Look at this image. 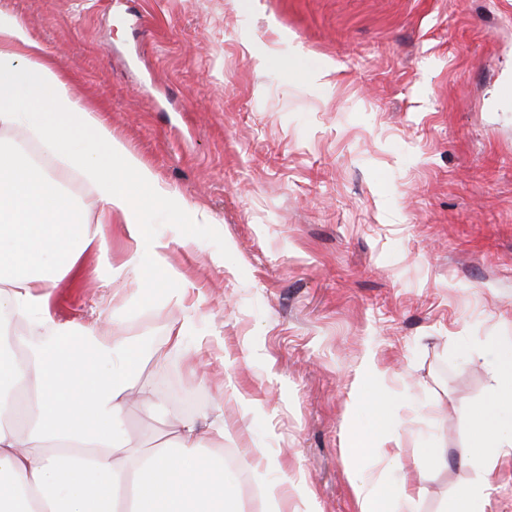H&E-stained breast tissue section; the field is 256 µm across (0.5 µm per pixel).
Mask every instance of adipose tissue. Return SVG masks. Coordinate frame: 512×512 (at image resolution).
Wrapping results in <instances>:
<instances>
[{"mask_svg":"<svg viewBox=\"0 0 512 512\" xmlns=\"http://www.w3.org/2000/svg\"><path fill=\"white\" fill-rule=\"evenodd\" d=\"M40 52L23 22L0 19V132H26L39 150L0 151V512H242L223 453L198 451L205 435L223 439V422L206 434L174 412L168 446L134 450L125 417L154 406L150 389L131 377L138 354L121 337L99 339L100 323L73 329L49 309L52 288L103 247L113 217L130 232L139 224L130 182L179 208L189 203L113 137ZM56 161L88 185L96 221L63 192ZM116 354L127 367L121 376ZM482 360L497 395L472 413L473 456L512 447V435L496 431L512 410V346L490 341ZM374 418L377 432L352 440L355 456L390 457L398 447L386 399ZM353 490L358 512H413L412 496L391 497L384 484Z\"/></svg>","mask_w":512,"mask_h":512,"instance_id":"obj_1","label":"adipose tissue"}]
</instances>
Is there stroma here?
Listing matches in <instances>:
<instances>
[{
	"mask_svg": "<svg viewBox=\"0 0 512 512\" xmlns=\"http://www.w3.org/2000/svg\"><path fill=\"white\" fill-rule=\"evenodd\" d=\"M0 17L191 204L149 202L135 239L113 218L52 290L59 323L109 304L140 354L159 407L127 414L137 446L163 443L166 413L223 415L256 512L280 482L298 512H358L352 479L380 471L443 512L481 478V355L512 343V0H0ZM370 354L400 446L356 460Z\"/></svg>",
	"mask_w": 512,
	"mask_h": 512,
	"instance_id": "obj_1",
	"label": "stroma"
}]
</instances>
